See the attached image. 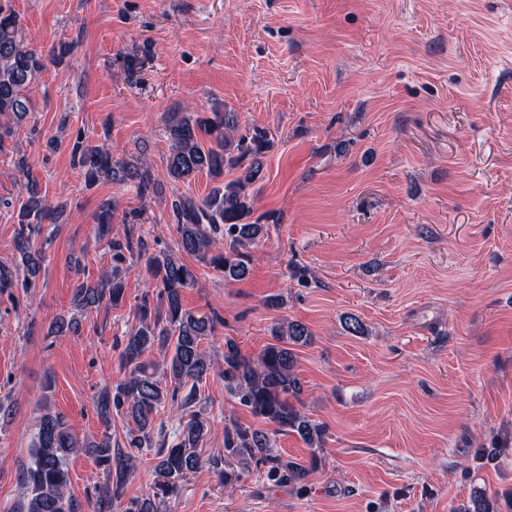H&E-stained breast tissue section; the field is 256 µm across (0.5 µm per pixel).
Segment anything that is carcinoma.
Returning a JSON list of instances; mask_svg holds the SVG:
<instances>
[{"label": "carcinoma", "instance_id": "cac0c4a2", "mask_svg": "<svg viewBox=\"0 0 512 512\" xmlns=\"http://www.w3.org/2000/svg\"><path fill=\"white\" fill-rule=\"evenodd\" d=\"M46 59L22 40L17 14L0 3V116L21 121L28 105L23 89L45 68ZM165 128L170 142L166 172L172 183L189 182L199 173L214 180L224 171L240 170L239 175L216 186L202 199L185 195L172 197L171 209L176 219L178 250L196 257L224 274V279L242 281L250 271L249 246L262 235L260 220H251L256 198L255 186L265 179V154L273 147L270 132L254 128L245 135L239 130L237 113L216 109L201 117L182 109L169 112ZM73 164L86 186L102 182L134 181L141 195L163 192V184L147 169H139L114 158L102 146L89 145L77 136L71 148ZM23 199L19 203L25 221L18 224L13 239L14 250L26 266L28 276L20 284L13 274L0 270V291L17 286L31 293L36 288L32 278L40 271L44 259L37 247L43 219L53 215L30 177L25 162H19ZM117 201L105 200L96 214L99 224H110L116 217ZM112 274L97 283L80 282L74 289L78 305L93 308L105 301H122L124 282L121 264L126 255L138 253L147 257V265L156 284V292H145L137 303L140 326L127 336L120 353V365L127 377L104 387L96 400V411L104 427L112 422V413L125 415L128 421L123 448L112 447V436L102 433L101 440L88 443L79 440L62 415L50 412L40 417L38 432L30 450V461L20 473L25 495L19 512H83L82 503L70 494V472L67 457L84 449L93 453L107 472L108 482L100 487L94 499L88 500L90 512H112L114 501L135 469L134 452H155L156 469L163 481L156 485L160 496L178 492L186 475L202 465L196 448L206 434V424L196 413L186 414L178 432V440L166 446V439L155 440L162 431L155 430L154 414L166 400L176 401L185 391L183 409L196 403V386L210 372L213 364L207 358L204 340L224 324L214 314L196 316L183 308L182 291L197 283L191 266L173 251H150L142 237L128 231L125 240L106 238ZM277 343L267 345L255 358L241 353L234 339H224L223 365L219 374L224 388L255 417L276 426V431L298 435L312 450L322 447L325 427L312 420L300 407L303 385L295 372L294 347L311 342V334L300 321L279 323L272 329ZM167 353L165 370L169 381L155 377L152 364L143 360L153 349ZM263 464L266 477L277 483L304 486L310 469L274 453L268 433L251 429L238 422L224 428V454L209 459V464L224 483H238L250 472L252 463ZM455 512H502L497 498L480 492Z\"/></svg>", "mask_w": 512, "mask_h": 512}]
</instances>
